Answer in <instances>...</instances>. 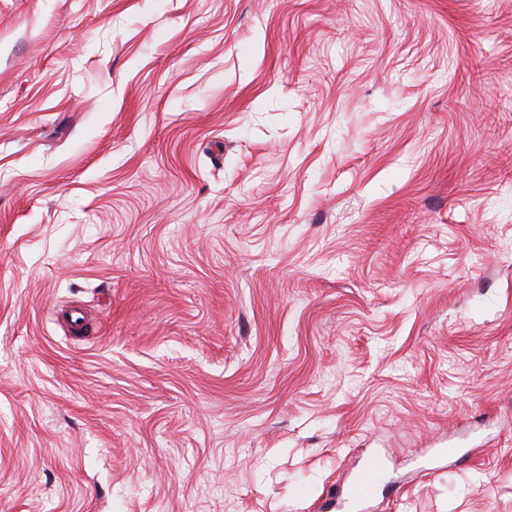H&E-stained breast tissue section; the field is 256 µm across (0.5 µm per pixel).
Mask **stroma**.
Here are the masks:
<instances>
[{
    "mask_svg": "<svg viewBox=\"0 0 512 512\" xmlns=\"http://www.w3.org/2000/svg\"><path fill=\"white\" fill-rule=\"evenodd\" d=\"M369 457L512 512V0H0V512Z\"/></svg>",
    "mask_w": 512,
    "mask_h": 512,
    "instance_id": "1",
    "label": "stroma"
}]
</instances>
